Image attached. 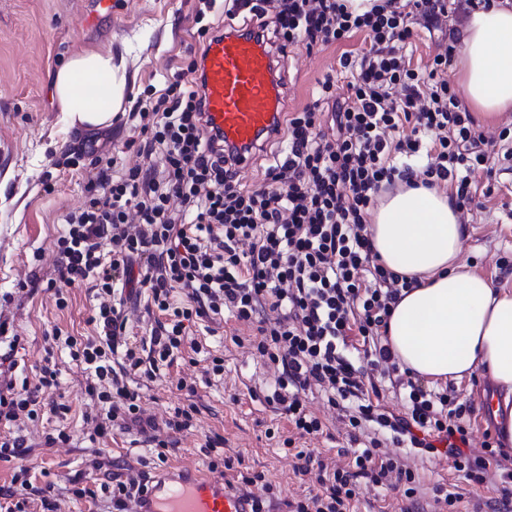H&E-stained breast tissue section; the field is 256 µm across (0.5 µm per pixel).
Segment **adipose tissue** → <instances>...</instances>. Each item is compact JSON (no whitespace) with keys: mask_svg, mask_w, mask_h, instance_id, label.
Instances as JSON below:
<instances>
[{"mask_svg":"<svg viewBox=\"0 0 512 512\" xmlns=\"http://www.w3.org/2000/svg\"><path fill=\"white\" fill-rule=\"evenodd\" d=\"M452 28L465 102L486 119L512 112V0L465 11ZM54 93L68 128L109 127L128 97V60L109 49L71 55ZM368 232L389 270L420 280L389 319L400 365L434 384L487 376L502 396L494 422L512 445V289L462 261L465 230L448 192L420 185L386 196Z\"/></svg>","mask_w":512,"mask_h":512,"instance_id":"adipose-tissue-1","label":"adipose tissue"}]
</instances>
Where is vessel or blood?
I'll return each mask as SVG.
<instances>
[{"label":"vessel or blood","instance_id":"1","mask_svg":"<svg viewBox=\"0 0 512 512\" xmlns=\"http://www.w3.org/2000/svg\"><path fill=\"white\" fill-rule=\"evenodd\" d=\"M266 40L251 33H219L207 44L202 63L203 110L227 144L248 148L272 131L286 109ZM134 512H249L246 499L230 493L223 477L192 465L158 473Z\"/></svg>","mask_w":512,"mask_h":512}]
</instances>
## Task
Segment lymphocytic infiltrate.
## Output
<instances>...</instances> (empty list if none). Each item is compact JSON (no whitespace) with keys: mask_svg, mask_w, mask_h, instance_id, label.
<instances>
[{"mask_svg":"<svg viewBox=\"0 0 512 512\" xmlns=\"http://www.w3.org/2000/svg\"><path fill=\"white\" fill-rule=\"evenodd\" d=\"M225 17L243 30L259 26L275 56L363 35L361 51L343 52L339 76L320 80L314 100L284 113L268 144H280L254 188L238 179L241 163L224 135L204 115L197 76L201 58L175 72L167 94L138 101L129 114L142 138L129 141L137 164L114 175L97 165L92 193L65 217L57 240V283L92 281L99 305L91 317L96 338L69 336L73 360L93 369L87 393L99 411L93 433L117 426L143 427L142 394L132 373L152 376L159 363L186 343L198 321L236 320L248 330L249 350L273 365L264 403L292 431L293 470L314 491L280 499L264 472L242 470L218 440L204 448L210 468H224L247 491L251 512H355L361 483L385 493L401 491V512H414L420 492L412 455L445 457L448 466L478 487L501 495L512 512V453L485 437L470 447L473 407L454 389L437 388L401 368L388 341V319L411 280L381 264L367 231L369 209L380 191L396 184H450L457 208L478 195L479 172H491L503 128L489 137L443 74L452 52L435 55L427 76L410 69L406 49L413 24L435 31L447 0H382L361 15L341 0H229ZM344 86H337V79ZM146 294L158 312L141 349L127 345L126 296ZM59 386L43 366L34 386L15 387L0 377V422L34 418L37 405ZM398 396L390 410L386 394ZM319 395L324 414L308 408ZM342 423L350 443L346 465L314 460L296 440ZM20 438L0 440V461H18L10 486H0V512H23L37 498L56 512L52 484L34 483ZM149 480L128 467L113 474L112 512H129Z\"/></svg>","mask_w":512,"mask_h":512,"instance_id":"f902f5d3","label":"lymphocytic infiltrate"}]
</instances>
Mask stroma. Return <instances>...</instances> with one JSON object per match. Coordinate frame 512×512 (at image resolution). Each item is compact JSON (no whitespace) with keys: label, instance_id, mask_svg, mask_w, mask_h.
<instances>
[{"label":"stroma","instance_id":"stroma-1","mask_svg":"<svg viewBox=\"0 0 512 512\" xmlns=\"http://www.w3.org/2000/svg\"><path fill=\"white\" fill-rule=\"evenodd\" d=\"M200 9L204 10L202 0H112L108 9L96 0H0V320L19 339L11 370L14 381L36 383L45 353H52L59 370V392L69 407L65 413L42 407L36 420H21L10 431L0 427V437L9 432L24 437L31 448L25 463L44 471L45 482L54 485L58 512H109L107 494L100 489L107 475L92 468V460L109 462L116 471L141 458L152 474L164 465L204 467L208 460L201 448L211 438L221 439L227 454H240L244 465L265 471L283 498L304 489L291 458L265 435L272 426L287 431V420L250 396L251 390L264 388L274 370L234 343V336L244 335L243 326L230 319L214 335L203 325L193 326L191 347L157 370L143 401L156 424H163L174 408L193 403L199 409L193 427L178 433L177 447L162 464L147 444L134 442L132 434L117 428L90 440L92 427L82 420L87 374L67 349L49 340L57 331L65 337L94 335L90 322L97 304L94 289L86 283L63 287L58 293L26 287L31 271L52 272L63 218L83 205L94 172L90 157L78 153L87 132L67 128L58 110L53 88L57 67L83 49L124 50L135 99L147 93L159 97L176 69L186 71L199 46L195 13ZM364 46L358 36L344 47L311 51L301 47L281 61L288 111L311 102L318 81L336 73L343 49ZM184 79L189 82L193 76L186 71ZM138 135L124 116L97 131L96 147L113 158L115 174L135 164V155L124 144ZM496 165L501 172L492 195L468 217L462 259L477 272L505 279L512 286V277H502L499 269L501 260L512 262V222L507 219L512 213V190L503 186L507 160L497 158ZM61 296L67 299L63 308L57 305ZM214 355L224 359L223 375L209 372ZM59 428L70 433V443L47 446L45 434ZM78 473L84 486L96 490L95 499L71 494V480ZM420 476L422 512H433L431 489L442 479L458 485L468 498L495 495L494 490L474 488L463 474L450 472L442 457L425 463Z\"/></svg>","mask_w":512,"mask_h":512}]
</instances>
